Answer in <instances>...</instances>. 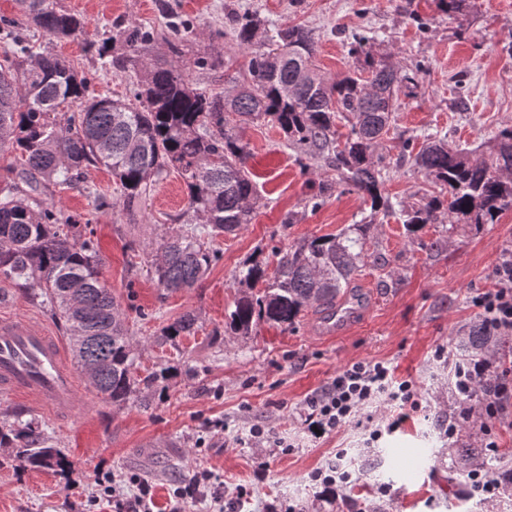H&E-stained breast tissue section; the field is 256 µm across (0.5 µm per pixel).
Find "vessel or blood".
<instances>
[{"label":"vessel or blood","mask_w":512,"mask_h":512,"mask_svg":"<svg viewBox=\"0 0 512 512\" xmlns=\"http://www.w3.org/2000/svg\"><path fill=\"white\" fill-rule=\"evenodd\" d=\"M357 312L347 306L324 314V335L345 334L356 322ZM76 377L61 341L42 326L18 318H0V392L51 407L68 417Z\"/></svg>","instance_id":"1"}]
</instances>
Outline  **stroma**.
I'll return each instance as SVG.
<instances>
[{"instance_id":"35a3bbf8","label":"stroma","mask_w":512,"mask_h":512,"mask_svg":"<svg viewBox=\"0 0 512 512\" xmlns=\"http://www.w3.org/2000/svg\"><path fill=\"white\" fill-rule=\"evenodd\" d=\"M84 17V33L56 39L37 32L41 46L77 63L92 94L129 96L137 80L158 63L192 67L198 85L230 88L247 74L251 54L236 40L234 20L252 12L266 27L299 25L317 42L315 63L330 81L355 71L349 33L372 36L378 61L418 73V86L400 99L395 124L377 148L385 158L384 192L392 202L411 204L439 194L414 162L413 147L424 134H445L449 146H485L512 126V0H472L467 16L446 15L438 0H57ZM190 31L179 50L162 33L172 18ZM128 27L155 32L151 49L137 65L101 69L88 41H107L109 53L125 57L121 36ZM219 67L198 70L200 59ZM234 133L247 145L248 166L259 199L250 224L217 237L221 260L196 287L168 292L150 271L165 233L178 230L187 189L169 170L133 210L122 205L97 211L88 195L117 191L102 166L84 170L82 188H50L47 201L89 222L102 258L101 272L126 313L139 353V374L167 367L172 375L150 408L118 407L79 384L74 412L60 421L34 401L0 396V419L20 413L43 425L52 445L72 461L71 472L24 467L10 448L0 447V512H112L100 498L99 478L108 473L125 497L137 492L131 475L153 487L155 512H169L174 490L196 472L217 474L224 483V512H270V505L296 512H512V497L474 495L451 482L457 449L484 446L494 434L500 451L512 453V409L478 426L460 418L462 405L480 413L476 400L457 396L451 384L461 359L455 338L479 320L473 299L493 288V269L512 252V211L498 223L473 230L448 223L408 233L396 215L375 212L358 193L335 188L313 205L321 179L333 171L323 160H305L285 133L267 120L229 115ZM372 223V257L355 276L363 298L359 322L346 335H318L319 306L303 308L294 327L259 323L249 336H231L224 322L238 295L235 276L252 260L272 261L273 248L336 233L349 224ZM439 248H432V241ZM197 318L194 335L166 342L164 327L185 312ZM27 318L55 336L64 330L31 290L0 280V315ZM444 351L436 360V351ZM388 363L397 379L411 381L419 406L395 432L387 425L399 411L383 400L361 410L358 421L316 439L307 430V403L336 374L356 362ZM458 421L456 435L448 424ZM261 427L287 437L286 448L249 443ZM379 439H372L373 431ZM342 462L349 483L319 497L308 475ZM247 497H240V490Z\"/></svg>"}]
</instances>
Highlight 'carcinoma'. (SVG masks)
I'll list each match as a JSON object with an SVG mask.
<instances>
[{
    "label": "carcinoma",
    "mask_w": 512,
    "mask_h": 512,
    "mask_svg": "<svg viewBox=\"0 0 512 512\" xmlns=\"http://www.w3.org/2000/svg\"><path fill=\"white\" fill-rule=\"evenodd\" d=\"M18 13L36 30L55 38L85 31L88 22L56 8L54 0H15ZM260 23L249 15L236 19V37L254 50L248 76L234 92L213 93L193 83L187 70L155 66L131 91V99L89 94L88 79L77 67L17 34L16 20L0 17V156L15 154L12 177L0 181V277L22 288H39L35 297L49 308L69 336L71 352L88 387L114 405L130 401L143 407V395L164 390L168 369L137 371V355L125 310L102 278L97 243L71 216L42 199L48 185L73 187L85 167L100 164L118 180L123 205L133 208L157 180L177 170L188 193L175 221L183 231L163 239L154 263L155 279L167 291L195 287L220 259L211 242L250 223L257 202L256 183L247 167V146L228 129L234 113L244 120L269 119L302 153L322 158L336 171L314 196L318 206L334 185H346L371 203L375 212L394 209L382 192L385 167L376 153L388 134L399 95L415 85L414 74L377 62L370 37H353L364 56L362 77L350 73L329 82L313 63L314 34L301 26L259 36ZM136 53L149 49L150 31H124ZM351 124L345 140L337 122ZM416 164L447 193L430 195L401 207L412 234L448 219L476 230L498 223L512 209V126L501 129L480 156L450 148L441 139L422 146ZM370 224H349L335 234L273 251L274 273L254 261L236 275L243 287L225 330L249 336L261 322L293 326L309 305L333 306L350 288L368 258ZM264 288L255 290L257 284ZM187 312L169 324L166 339L196 332ZM506 344L502 336L473 325L460 342L468 360H495ZM32 469L61 473L72 462L48 442L44 429L14 415L0 421V446ZM491 469L480 448H460L455 473Z\"/></svg>",
    "instance_id": "carcinoma-1"
}]
</instances>
